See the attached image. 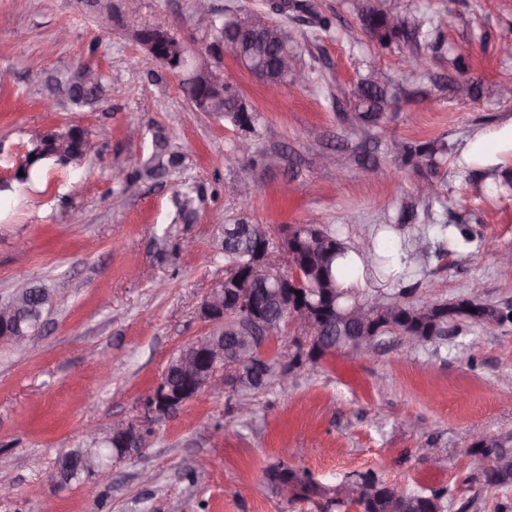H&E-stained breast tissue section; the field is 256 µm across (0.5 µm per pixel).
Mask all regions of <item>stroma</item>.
<instances>
[{"label": "stroma", "instance_id": "stroma-1", "mask_svg": "<svg viewBox=\"0 0 512 512\" xmlns=\"http://www.w3.org/2000/svg\"><path fill=\"white\" fill-rule=\"evenodd\" d=\"M306 12L279 13L271 0H211L215 12H261L302 38L298 64L310 80L269 95L226 47H218L195 0H140L128 13L112 0V25L98 23L95 0H27L24 11L0 0V298L31 283L68 281L67 304L51 308L29 348L0 343V465L13 491L0 512H358L337 501L358 475L373 473L406 491L447 488L445 512H512V484L490 486L467 468L476 434L512 435V323L454 321L442 340L411 348L382 337L360 359L339 350L315 371L296 368L289 390L267 383L248 396L231 387L202 393L174 417L153 424L140 452L112 464V481L59 484L60 459L85 444L95 424L122 426L170 359L210 325L203 298L226 274L218 223L247 218L280 228L319 224L357 243L393 227L395 242L418 244L408 276L371 267L354 287L365 298L445 302L474 295L512 306V192L477 196L487 178L512 180V157L466 161L468 143L512 122V0H385L392 12L431 18L441 48L410 75L396 44L364 31L357 0H307ZM332 18L319 30L314 13ZM166 16L195 49H214L225 79L257 114L253 152L229 160L240 132L225 117L192 111L176 73L152 59L137 30ZM465 56L458 74L452 53ZM81 64L106 76L102 97L85 112L89 151L64 168L44 160L25 182L15 173L36 135L64 129L68 115L43 106L48 79ZM378 73L393 99L365 123L358 82ZM445 145L438 166L403 162L399 143ZM340 147L331 167L324 152ZM178 154L173 169L159 159ZM278 153V166L265 163ZM125 173L115 181L112 170ZM441 184L426 201L418 183ZM192 190L196 214L178 217ZM84 220H68L71 209ZM444 224L472 227L475 240L443 248ZM440 448L439 462L424 458ZM287 467L308 475L327 496L284 499L266 478Z\"/></svg>", "mask_w": 512, "mask_h": 512}]
</instances>
